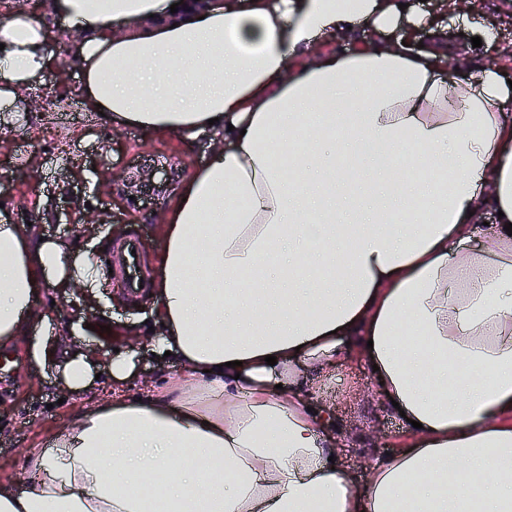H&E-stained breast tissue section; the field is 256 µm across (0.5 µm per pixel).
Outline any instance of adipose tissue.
<instances>
[{"label": "adipose tissue", "mask_w": 512, "mask_h": 512, "mask_svg": "<svg viewBox=\"0 0 512 512\" xmlns=\"http://www.w3.org/2000/svg\"><path fill=\"white\" fill-rule=\"evenodd\" d=\"M51 0L88 111L223 138L163 227L153 290L170 388L80 412L31 449L0 512H512V85L448 69L445 28L400 0ZM423 48L384 43L399 23ZM121 35H113V27ZM356 31L343 55L322 38ZM47 64L0 19V102ZM480 236L483 246L462 245ZM98 263L0 214V346L44 284ZM416 328L413 345L399 337ZM275 365H267V357ZM379 368L408 440L353 487L320 382Z\"/></svg>", "instance_id": "1"}]
</instances>
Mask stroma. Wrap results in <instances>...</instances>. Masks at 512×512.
<instances>
[{
	"label": "stroma",
	"instance_id": "stroma-1",
	"mask_svg": "<svg viewBox=\"0 0 512 512\" xmlns=\"http://www.w3.org/2000/svg\"><path fill=\"white\" fill-rule=\"evenodd\" d=\"M49 0H26L49 29L45 70L20 92L21 99L42 96L46 109L23 112L11 128L0 132V205L12 223L29 233L62 239L77 252L91 253L105 262L111 246L132 231H139L145 263L157 275V258L164 249L160 225L152 221L154 208L169 211L175 196L159 202L142 198L131 202L114 195L113 174L133 170L150 158L167 159L177 167L180 182H187L216 152L208 134L188 140L177 134L148 133L139 128H112L97 113L84 108L79 72L70 64L69 28L55 18ZM423 10L447 25L448 41L463 49L472 64L493 63L512 76V0H474L454 12L439 0H424ZM491 30L493 41L476 47L469 33L472 24ZM95 223L80 224L83 214ZM100 302L88 307L81 292L46 285L35 296L39 314L49 316L50 334L41 361L29 358L28 337H20L0 351V478L27 489V452L48 447L53 433L66 428L83 409L121 396L137 398L152 387L178 378L181 363L156 352L152 297L133 302L109 273H102ZM99 350L102 362L114 353L138 350L131 378L120 381L102 373L81 389L66 383L65 366L74 354ZM316 400L341 429V460L354 486L371 478L373 462L396 452L404 425L386 411L367 369L354 365L338 370L325 381Z\"/></svg>",
	"mask_w": 512,
	"mask_h": 512
}]
</instances>
